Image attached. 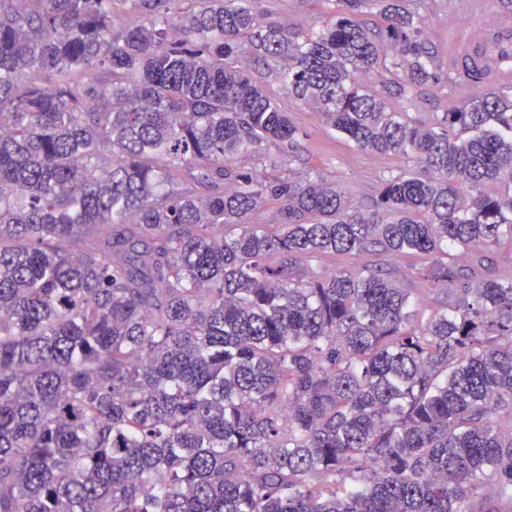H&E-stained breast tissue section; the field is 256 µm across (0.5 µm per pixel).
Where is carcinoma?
Masks as SVG:
<instances>
[{
  "instance_id": "carcinoma-1",
  "label": "carcinoma",
  "mask_w": 512,
  "mask_h": 512,
  "mask_svg": "<svg viewBox=\"0 0 512 512\" xmlns=\"http://www.w3.org/2000/svg\"><path fill=\"white\" fill-rule=\"evenodd\" d=\"M264 2L0 0V512L512 502V95L414 124L390 101L438 76L404 0L307 31ZM243 52L419 171L362 210L240 166L302 136ZM336 253L433 262L308 269Z\"/></svg>"
}]
</instances>
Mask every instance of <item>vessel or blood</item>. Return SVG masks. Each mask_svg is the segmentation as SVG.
I'll list each match as a JSON object with an SVG mask.
<instances>
[{"mask_svg": "<svg viewBox=\"0 0 512 512\" xmlns=\"http://www.w3.org/2000/svg\"><path fill=\"white\" fill-rule=\"evenodd\" d=\"M512 54V16L500 15L492 23L472 19L451 36L448 43V70L466 85L475 77H493L512 84V68L503 65Z\"/></svg>", "mask_w": 512, "mask_h": 512, "instance_id": "obj_1", "label": "vessel or blood"}]
</instances>
